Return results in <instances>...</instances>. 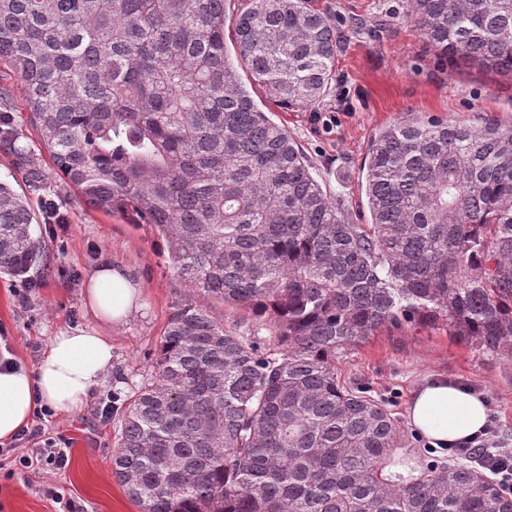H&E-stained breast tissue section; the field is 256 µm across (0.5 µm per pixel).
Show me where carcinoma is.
Returning <instances> with one entry per match:
<instances>
[{"label":"carcinoma","instance_id":"obj_1","mask_svg":"<svg viewBox=\"0 0 512 512\" xmlns=\"http://www.w3.org/2000/svg\"><path fill=\"white\" fill-rule=\"evenodd\" d=\"M405 2L442 59L512 73V0ZM225 5L0 0V61L66 185L153 226L187 287L268 314L264 339L174 311L112 474L139 512H512L476 464L418 461L415 481H389L402 426L336 373L346 348L412 322L512 360V122L383 128L357 224L239 73L270 104L313 109L336 81L338 26L309 0H248L231 56ZM7 125L0 141L28 161ZM33 221L0 181V273L37 263Z\"/></svg>","mask_w":512,"mask_h":512}]
</instances>
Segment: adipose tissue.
I'll return each instance as SVG.
<instances>
[{"label":"adipose tissue","instance_id":"adipose-tissue-1","mask_svg":"<svg viewBox=\"0 0 512 512\" xmlns=\"http://www.w3.org/2000/svg\"><path fill=\"white\" fill-rule=\"evenodd\" d=\"M86 304L96 319L122 322L137 307L140 289L123 270L105 263L90 276ZM112 368V339L76 327L49 341L35 367L0 358V443H10L26 429L34 413L47 408L60 416L80 412L92 391ZM409 426L442 458L448 446L478 434L487 424V409L478 394L440 378L425 381L406 409Z\"/></svg>","mask_w":512,"mask_h":512}]
</instances>
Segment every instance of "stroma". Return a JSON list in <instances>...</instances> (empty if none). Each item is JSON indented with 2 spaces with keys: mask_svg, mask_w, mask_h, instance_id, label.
Returning <instances> with one entry per match:
<instances>
[{
  "mask_svg": "<svg viewBox=\"0 0 512 512\" xmlns=\"http://www.w3.org/2000/svg\"><path fill=\"white\" fill-rule=\"evenodd\" d=\"M331 14L346 32L336 58L337 89L321 104L336 115L333 128L314 119L308 109L272 108L270 118L284 126L311 158L318 179L359 224L369 219L362 193V168L378 131L401 117L423 115L474 122L483 118L512 121V77L463 64L441 69L433 49L405 12L404 0H311ZM385 18L382 33L359 32L357 22ZM0 82L13 93L14 123L28 156L42 171L43 185L33 189L0 147V180L25 195L35 212V236L46 244L44 258L25 279L0 275V351L35 366L49 340L59 331L92 328L112 339V369L95 388L87 407L71 416L45 411L42 433L20 439L0 454V512H62L49 496L56 488L85 512H138L112 474L123 411L150 378L160 338L173 312L186 303L211 310L235 324L245 336L262 326L251 314L234 311L208 295L186 287L165 263L164 243L150 225L92 209L59 177L22 113V89L0 63ZM53 200L65 221L52 223L44 210ZM126 270L141 288L137 309L119 325L100 322L84 306V288L103 262ZM336 371L346 382L368 386L373 396L388 399L394 416L405 420L416 386L436 376L483 394L499 420L494 441L512 448V362L482 355L449 336L422 325L384 328L342 353ZM117 403L109 418L105 404ZM66 448V467L30 470L19 463L28 448Z\"/></svg>",
  "mask_w": 512,
  "mask_h": 512,
  "instance_id": "35a3bbf8",
  "label": "stroma"
}]
</instances>
